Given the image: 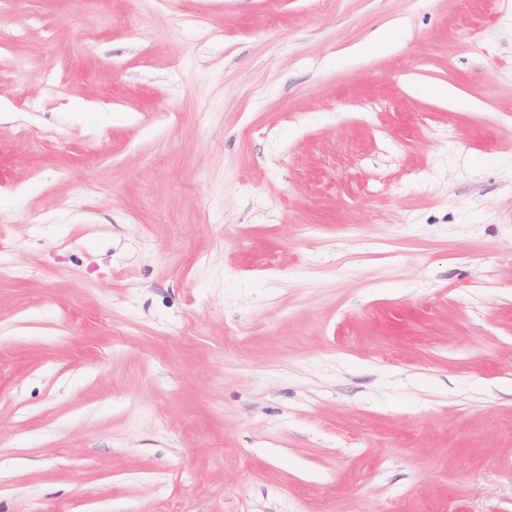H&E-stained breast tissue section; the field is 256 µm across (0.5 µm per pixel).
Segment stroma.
Returning a JSON list of instances; mask_svg holds the SVG:
<instances>
[{
	"instance_id": "obj_1",
	"label": "stroma",
	"mask_w": 512,
	"mask_h": 512,
	"mask_svg": "<svg viewBox=\"0 0 512 512\" xmlns=\"http://www.w3.org/2000/svg\"><path fill=\"white\" fill-rule=\"evenodd\" d=\"M0 512H512V0H0Z\"/></svg>"
}]
</instances>
